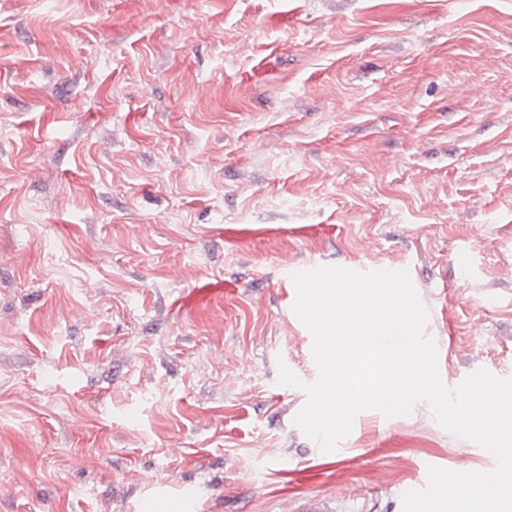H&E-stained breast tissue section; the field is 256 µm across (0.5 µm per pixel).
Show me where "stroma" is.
I'll use <instances>...</instances> for the list:
<instances>
[{
  "label": "stroma",
  "mask_w": 512,
  "mask_h": 512,
  "mask_svg": "<svg viewBox=\"0 0 512 512\" xmlns=\"http://www.w3.org/2000/svg\"><path fill=\"white\" fill-rule=\"evenodd\" d=\"M311 267L408 271L444 385L512 379V0H0V512L492 470L423 402L318 451Z\"/></svg>",
  "instance_id": "35a3bbf8"
}]
</instances>
